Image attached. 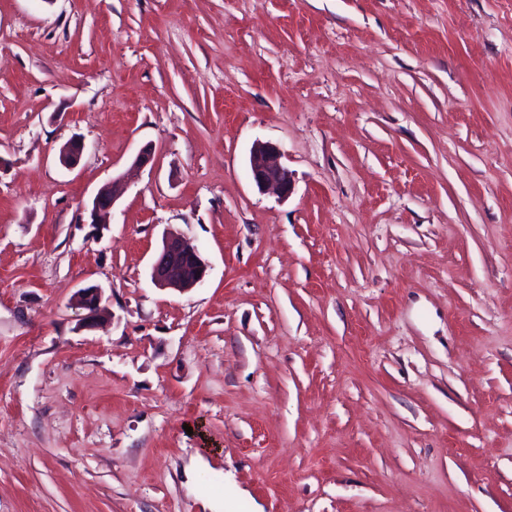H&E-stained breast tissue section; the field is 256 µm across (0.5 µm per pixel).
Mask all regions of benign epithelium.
I'll return each mask as SVG.
<instances>
[{"mask_svg":"<svg viewBox=\"0 0 512 512\" xmlns=\"http://www.w3.org/2000/svg\"><path fill=\"white\" fill-rule=\"evenodd\" d=\"M83 146L79 141L65 144L60 150V161L68 168L77 166ZM252 180L260 190H273L287 197L293 189L292 173L280 162L278 149L269 143H256L249 158ZM123 193V185L115 179L112 184L101 187L92 200L89 212L91 223L101 224L114 210ZM207 275V265L198 248L187 238L168 232L163 237L162 247L151 265L152 282L164 289L188 291L202 283ZM77 306L87 311L82 326L92 327L110 316L107 306L102 304V289L97 286L83 288L78 292Z\"/></svg>","mask_w":512,"mask_h":512,"instance_id":"7a95c632","label":"benign epithelium"}]
</instances>
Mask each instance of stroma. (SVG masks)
I'll return each instance as SVG.
<instances>
[{"label":"stroma","mask_w":512,"mask_h":512,"mask_svg":"<svg viewBox=\"0 0 512 512\" xmlns=\"http://www.w3.org/2000/svg\"><path fill=\"white\" fill-rule=\"evenodd\" d=\"M0 512H512V0H0ZM252 180L259 190H273L287 197L293 189L292 173L280 162L278 149L269 143H256L249 158ZM123 193V185L119 179L112 180V185L101 187L92 200L89 212L91 223L102 224L114 210L117 201ZM206 275L207 265L198 248L184 236L167 232L151 265L152 282L160 288L184 292L202 283ZM77 306L87 311L81 319L83 327H92L110 316L107 306L102 305V289L98 286L82 288L78 292Z\"/></svg>","instance_id":"obj_1"}]
</instances>
